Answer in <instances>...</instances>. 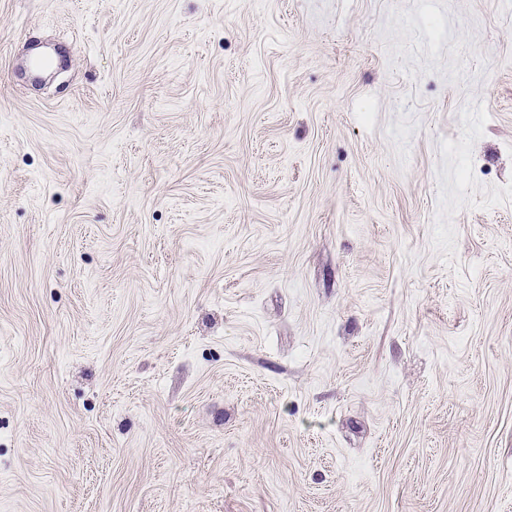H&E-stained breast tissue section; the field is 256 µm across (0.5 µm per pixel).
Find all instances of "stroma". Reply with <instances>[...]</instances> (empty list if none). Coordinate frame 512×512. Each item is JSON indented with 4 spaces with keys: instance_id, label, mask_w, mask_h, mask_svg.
Here are the masks:
<instances>
[{
    "instance_id": "obj_1",
    "label": "stroma",
    "mask_w": 512,
    "mask_h": 512,
    "mask_svg": "<svg viewBox=\"0 0 512 512\" xmlns=\"http://www.w3.org/2000/svg\"><path fill=\"white\" fill-rule=\"evenodd\" d=\"M0 512H512V0H0Z\"/></svg>"
}]
</instances>
